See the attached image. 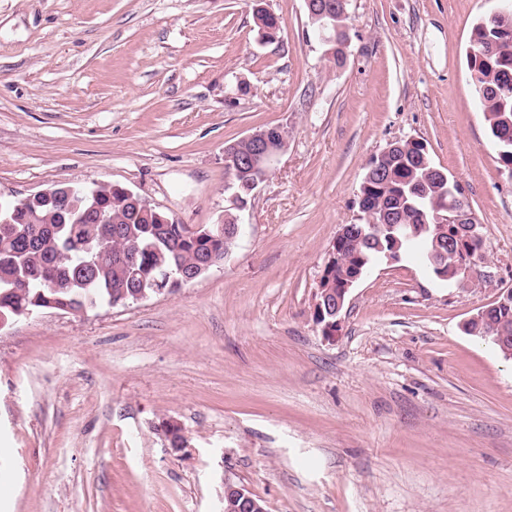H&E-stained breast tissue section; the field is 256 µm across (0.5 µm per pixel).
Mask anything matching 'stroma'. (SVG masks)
I'll return each mask as SVG.
<instances>
[{"mask_svg":"<svg viewBox=\"0 0 512 512\" xmlns=\"http://www.w3.org/2000/svg\"><path fill=\"white\" fill-rule=\"evenodd\" d=\"M504 6L349 0L338 67L306 0H0V202L108 184L220 224L225 144L288 132L222 265L0 331V512H224L229 483L267 512H512V359L463 330L512 290V172L467 64ZM410 138L461 185L484 260L452 282L377 264L325 335L327 252L371 158Z\"/></svg>","mask_w":512,"mask_h":512,"instance_id":"stroma-1","label":"stroma"}]
</instances>
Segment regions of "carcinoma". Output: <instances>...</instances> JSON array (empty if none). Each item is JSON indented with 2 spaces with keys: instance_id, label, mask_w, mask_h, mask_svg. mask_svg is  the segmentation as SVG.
<instances>
[{
  "instance_id": "carcinoma-1",
  "label": "carcinoma",
  "mask_w": 512,
  "mask_h": 512,
  "mask_svg": "<svg viewBox=\"0 0 512 512\" xmlns=\"http://www.w3.org/2000/svg\"><path fill=\"white\" fill-rule=\"evenodd\" d=\"M255 23L260 37L280 29L279 18L259 10ZM509 64L482 68L474 83L485 118L495 138L504 166L512 168V124H502L500 115L512 120V43L506 46ZM368 179L362 206L372 211L375 224L362 220L336 239L339 263L323 285L337 288L344 276L366 271L381 261L421 256L432 274H437L431 253L433 229L424 220L443 199L444 185L424 163L416 143L402 141L397 150L379 165ZM229 183L238 186L260 175L224 159ZM110 211L112 221L101 223L89 213L94 205ZM218 225L205 224L191 231L189 224H158L153 215L127 198L99 186L85 194L59 202L44 200L33 208L21 209L13 223H0V315L32 306L44 297L58 306L85 313L103 306H123L135 294L155 293L166 288L167 273L192 276L200 265L224 259V250L234 242L215 240ZM484 239L458 235L448 256L440 261L448 271L476 250ZM56 290L46 289V282ZM469 335L490 339L495 346L512 348V297L492 309L481 325H466Z\"/></svg>"
}]
</instances>
